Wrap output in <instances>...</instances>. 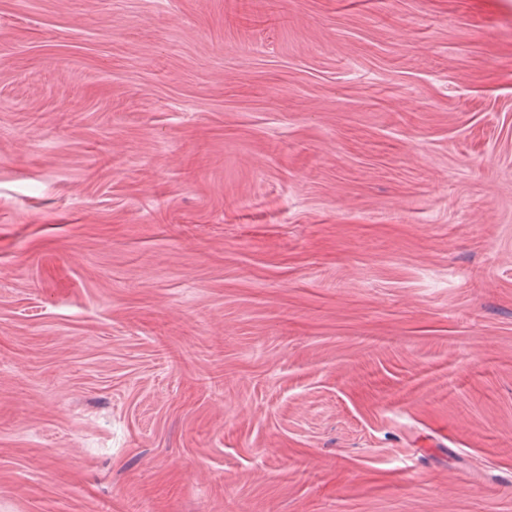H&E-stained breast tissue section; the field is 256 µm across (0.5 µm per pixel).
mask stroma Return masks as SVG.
I'll return each mask as SVG.
<instances>
[{"mask_svg": "<svg viewBox=\"0 0 512 512\" xmlns=\"http://www.w3.org/2000/svg\"><path fill=\"white\" fill-rule=\"evenodd\" d=\"M0 512H512V0H0Z\"/></svg>", "mask_w": 512, "mask_h": 512, "instance_id": "stroma-1", "label": "stroma"}]
</instances>
